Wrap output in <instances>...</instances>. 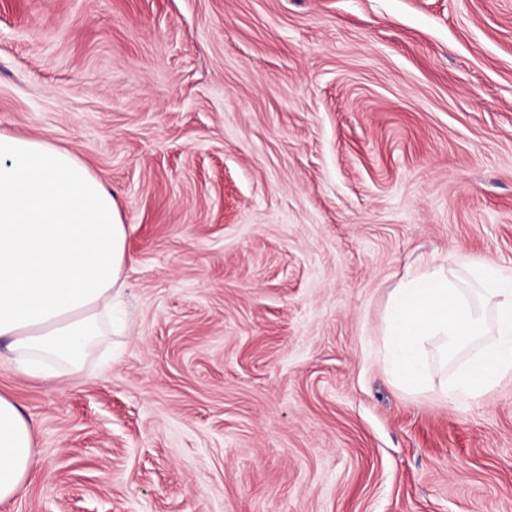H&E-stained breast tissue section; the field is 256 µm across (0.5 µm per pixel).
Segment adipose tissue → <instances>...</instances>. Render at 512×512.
I'll return each mask as SVG.
<instances>
[{
	"label": "adipose tissue",
	"instance_id": "ef3b65f1",
	"mask_svg": "<svg viewBox=\"0 0 512 512\" xmlns=\"http://www.w3.org/2000/svg\"><path fill=\"white\" fill-rule=\"evenodd\" d=\"M127 235L117 199L75 154L0 132V339L22 373L81 374L113 326ZM36 465L34 428L0 393V506Z\"/></svg>",
	"mask_w": 512,
	"mask_h": 512
}]
</instances>
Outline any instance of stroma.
I'll use <instances>...</instances> for the list:
<instances>
[{
	"label": "stroma",
	"instance_id": "35a3bbf8",
	"mask_svg": "<svg viewBox=\"0 0 512 512\" xmlns=\"http://www.w3.org/2000/svg\"><path fill=\"white\" fill-rule=\"evenodd\" d=\"M0 132L128 226L76 377L0 340L38 469L0 512H512V374L383 336L415 271L512 270V0H0Z\"/></svg>",
	"mask_w": 512,
	"mask_h": 512
}]
</instances>
